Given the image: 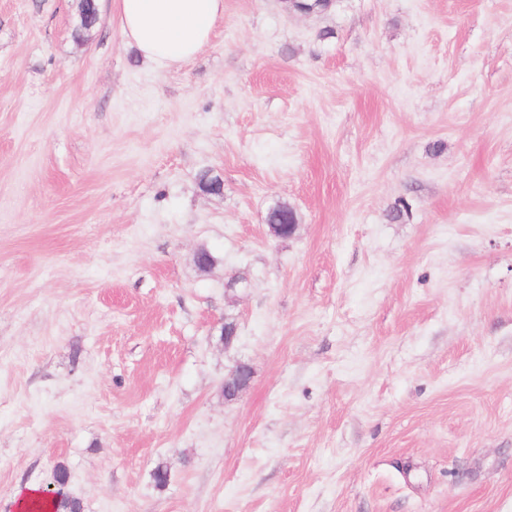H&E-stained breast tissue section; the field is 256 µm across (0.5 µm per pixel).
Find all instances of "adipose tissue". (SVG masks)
Instances as JSON below:
<instances>
[{"instance_id": "1", "label": "adipose tissue", "mask_w": 512, "mask_h": 512, "mask_svg": "<svg viewBox=\"0 0 512 512\" xmlns=\"http://www.w3.org/2000/svg\"><path fill=\"white\" fill-rule=\"evenodd\" d=\"M223 15L224 0H119L124 37L162 67L194 58Z\"/></svg>"}]
</instances>
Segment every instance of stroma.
<instances>
[{
    "instance_id": "35a3bbf8",
    "label": "stroma",
    "mask_w": 512,
    "mask_h": 512,
    "mask_svg": "<svg viewBox=\"0 0 512 512\" xmlns=\"http://www.w3.org/2000/svg\"><path fill=\"white\" fill-rule=\"evenodd\" d=\"M77 3L0 0V512H512V0H224L171 68ZM291 210L288 205L281 204L268 213L267 223L275 236L286 238L295 232L297 224H283L289 221ZM251 378V370L248 365L238 364L231 372L224 378V398L225 400L235 399L240 391L249 383ZM236 385V391L230 388ZM55 484H51L50 490H44L41 488L39 492L42 494L44 499L51 500L56 494L52 491L55 490ZM57 496L51 500L53 507L55 509L54 512H83V505L80 499L72 496L68 491H66L65 495L61 496L60 490L56 489ZM38 493V487L36 486H27L26 489L19 491L17 493L16 499V511L24 512L28 510L32 501L31 506L33 509L43 510L42 512H52L51 506L41 508V504L38 503V498L41 497V494Z\"/></svg>"
}]
</instances>
